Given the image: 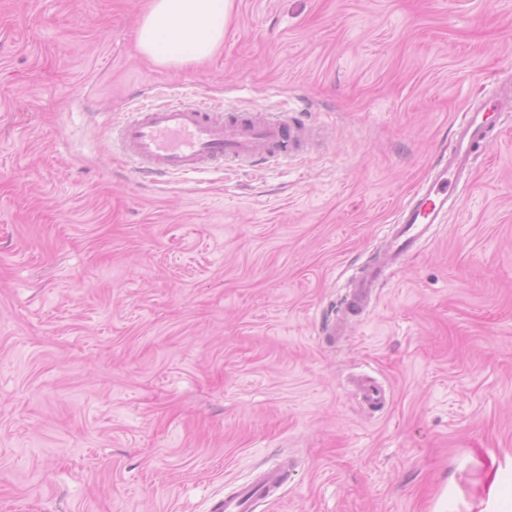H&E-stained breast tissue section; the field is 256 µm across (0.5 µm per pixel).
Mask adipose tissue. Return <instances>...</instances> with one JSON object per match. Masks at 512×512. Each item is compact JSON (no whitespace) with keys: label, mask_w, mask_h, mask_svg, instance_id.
Segmentation results:
<instances>
[{"label":"adipose tissue","mask_w":512,"mask_h":512,"mask_svg":"<svg viewBox=\"0 0 512 512\" xmlns=\"http://www.w3.org/2000/svg\"><path fill=\"white\" fill-rule=\"evenodd\" d=\"M232 0H152L136 31L140 52L164 67L208 61L224 43Z\"/></svg>","instance_id":"1"}]
</instances>
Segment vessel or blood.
I'll return each mask as SVG.
<instances>
[{"label": "vessel or blood", "instance_id": "b4317fda", "mask_svg": "<svg viewBox=\"0 0 512 512\" xmlns=\"http://www.w3.org/2000/svg\"><path fill=\"white\" fill-rule=\"evenodd\" d=\"M512 124V89L499 88L475 108L463 112L451 144L414 192L397 210L386 230V247L358 271L340 303L337 320L327 321L332 336L337 324L351 323L367 313L376 288L388 270L401 266L418 246L431 242L437 228L458 208L467 175L482 148L501 128ZM318 126L294 114L272 118L265 112H225L188 103L141 105L122 125V155L146 180L171 173H192L227 161L255 165L295 157ZM364 402L384 408L387 391L370 377L356 380ZM288 481L286 466L274 464L225 494L217 512H254L259 501L278 497Z\"/></svg>", "mask_w": 512, "mask_h": 512}]
</instances>
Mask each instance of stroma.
Segmentation results:
<instances>
[{
  "mask_svg": "<svg viewBox=\"0 0 512 512\" xmlns=\"http://www.w3.org/2000/svg\"><path fill=\"white\" fill-rule=\"evenodd\" d=\"M149 2L0 0V512H215L282 460L256 512H512V129L321 332L458 114L512 84V0H233L183 70L138 53ZM184 97L321 138L137 178L114 128ZM358 388L364 402L372 409H383L388 402L387 391L378 382L370 377L363 376L356 380Z\"/></svg>",
  "mask_w": 512,
  "mask_h": 512,
  "instance_id": "35a3bbf8",
  "label": "stroma"
}]
</instances>
